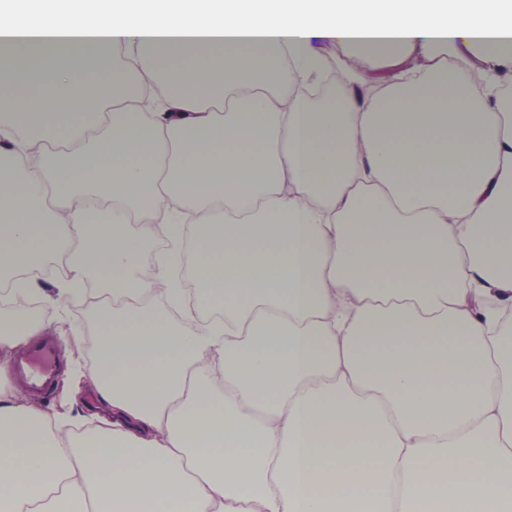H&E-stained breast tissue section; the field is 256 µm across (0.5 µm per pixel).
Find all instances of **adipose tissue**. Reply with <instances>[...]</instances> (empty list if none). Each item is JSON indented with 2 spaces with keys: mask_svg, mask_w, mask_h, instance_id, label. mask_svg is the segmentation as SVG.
<instances>
[{
  "mask_svg": "<svg viewBox=\"0 0 512 512\" xmlns=\"http://www.w3.org/2000/svg\"><path fill=\"white\" fill-rule=\"evenodd\" d=\"M314 37L400 68L311 104ZM507 79L512 0L0 8V284L102 333L97 427L0 386V512H512Z\"/></svg>",
  "mask_w": 512,
  "mask_h": 512,
  "instance_id": "adipose-tissue-1",
  "label": "adipose tissue"
}]
</instances>
